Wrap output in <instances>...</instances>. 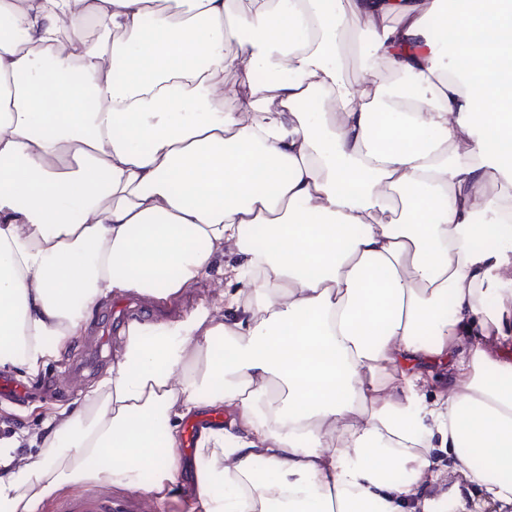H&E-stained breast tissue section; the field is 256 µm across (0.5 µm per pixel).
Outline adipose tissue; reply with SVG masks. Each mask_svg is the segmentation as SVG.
<instances>
[{"instance_id":"ef3b65f1","label":"adipose tissue","mask_w":512,"mask_h":512,"mask_svg":"<svg viewBox=\"0 0 512 512\" xmlns=\"http://www.w3.org/2000/svg\"><path fill=\"white\" fill-rule=\"evenodd\" d=\"M442 4L0 0V364L221 283L131 319L37 454L0 440V512L87 481L164 502L189 465L192 512H512V0ZM347 33L393 83L344 75ZM283 70L225 111V72Z\"/></svg>"}]
</instances>
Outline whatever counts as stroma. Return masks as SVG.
Masks as SVG:
<instances>
[{"instance_id":"35a3bbf8","label":"stroma","mask_w":512,"mask_h":512,"mask_svg":"<svg viewBox=\"0 0 512 512\" xmlns=\"http://www.w3.org/2000/svg\"><path fill=\"white\" fill-rule=\"evenodd\" d=\"M218 288L217 278L201 280L186 294L160 302L147 296L127 297L126 317H114L115 299H107L82 336L76 337L71 349L57 361L49 362L38 374L26 373L20 365H0L5 373L25 383L30 394L24 404L0 401V438L23 431L37 432L45 411L57 405H70L80 400L83 391L95 384L111 366L109 347H120L129 317L155 320L157 310L174 307L185 313L201 300L210 298ZM134 493L133 488L115 485L107 489L92 482L66 488L43 505V512H123V504Z\"/></svg>"}]
</instances>
